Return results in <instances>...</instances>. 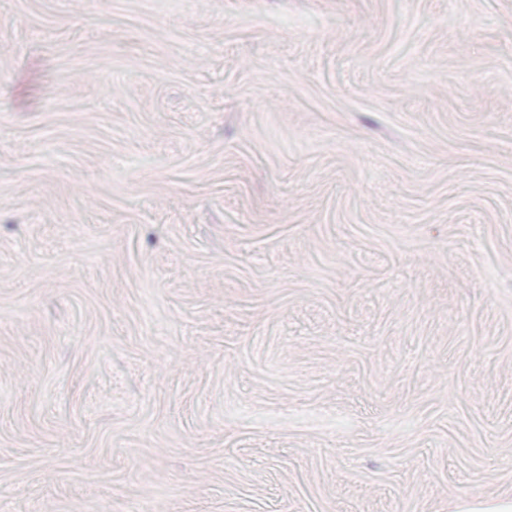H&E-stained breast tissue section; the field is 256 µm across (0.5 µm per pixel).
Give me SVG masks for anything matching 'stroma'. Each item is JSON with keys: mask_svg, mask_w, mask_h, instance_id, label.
<instances>
[{"mask_svg": "<svg viewBox=\"0 0 512 512\" xmlns=\"http://www.w3.org/2000/svg\"><path fill=\"white\" fill-rule=\"evenodd\" d=\"M512 502V0H0V512Z\"/></svg>", "mask_w": 512, "mask_h": 512, "instance_id": "obj_1", "label": "stroma"}]
</instances>
